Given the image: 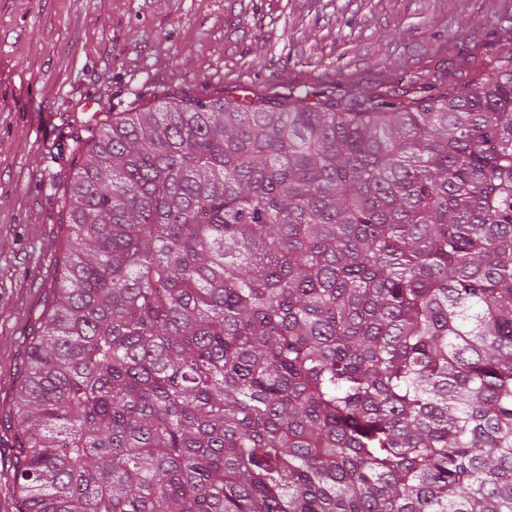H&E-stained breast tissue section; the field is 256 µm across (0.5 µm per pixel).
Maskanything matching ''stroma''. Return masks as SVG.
<instances>
[{
  "label": "stroma",
  "instance_id": "stroma-1",
  "mask_svg": "<svg viewBox=\"0 0 512 512\" xmlns=\"http://www.w3.org/2000/svg\"><path fill=\"white\" fill-rule=\"evenodd\" d=\"M512 49V0H0V406L66 253L68 138L94 112L168 97L358 86ZM0 413V512H15Z\"/></svg>",
  "mask_w": 512,
  "mask_h": 512
}]
</instances>
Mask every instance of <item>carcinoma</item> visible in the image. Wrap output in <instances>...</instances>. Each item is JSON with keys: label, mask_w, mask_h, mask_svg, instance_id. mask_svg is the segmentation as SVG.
<instances>
[{"label": "carcinoma", "mask_w": 512, "mask_h": 512, "mask_svg": "<svg viewBox=\"0 0 512 512\" xmlns=\"http://www.w3.org/2000/svg\"><path fill=\"white\" fill-rule=\"evenodd\" d=\"M71 141L16 512H512V52Z\"/></svg>", "instance_id": "1"}]
</instances>
